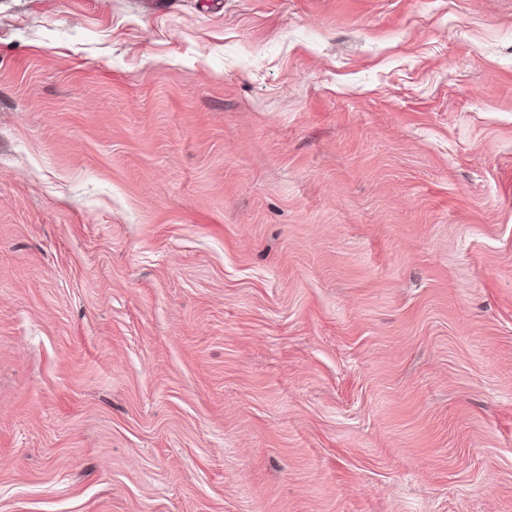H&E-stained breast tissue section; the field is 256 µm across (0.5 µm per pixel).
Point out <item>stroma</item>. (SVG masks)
Listing matches in <instances>:
<instances>
[{
	"label": "stroma",
	"mask_w": 512,
	"mask_h": 512,
	"mask_svg": "<svg viewBox=\"0 0 512 512\" xmlns=\"http://www.w3.org/2000/svg\"><path fill=\"white\" fill-rule=\"evenodd\" d=\"M0 512H512V0H0Z\"/></svg>",
	"instance_id": "obj_1"
}]
</instances>
